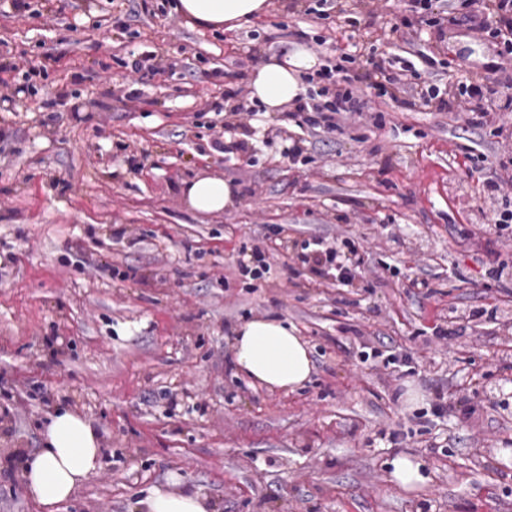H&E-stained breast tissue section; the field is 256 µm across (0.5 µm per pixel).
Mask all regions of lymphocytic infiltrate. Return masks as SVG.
<instances>
[{"label": "lymphocytic infiltrate", "instance_id": "f902f5d3", "mask_svg": "<svg viewBox=\"0 0 512 512\" xmlns=\"http://www.w3.org/2000/svg\"><path fill=\"white\" fill-rule=\"evenodd\" d=\"M410 3L413 11L426 14L429 24L439 32L465 29L488 33L496 45L495 53L458 97H440L438 88L429 83L428 76L436 60L427 52L419 53L417 62L399 67L376 62L372 88L383 94L395 92V104L399 107L432 98L437 100L439 108L445 109L461 100L465 103L468 122L475 127L486 126L490 114L485 104L494 95L496 84L512 83V0H448L447 8L439 11L434 8L436 0H410ZM342 80L345 87L337 91L333 100L320 102L312 93L299 98L295 111L302 114L308 132L336 129L347 114L366 109L368 89L360 87L357 77L350 74H343Z\"/></svg>", "mask_w": 512, "mask_h": 512}]
</instances>
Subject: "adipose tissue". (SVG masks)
Returning a JSON list of instances; mask_svg holds the SVG:
<instances>
[{
  "mask_svg": "<svg viewBox=\"0 0 512 512\" xmlns=\"http://www.w3.org/2000/svg\"><path fill=\"white\" fill-rule=\"evenodd\" d=\"M269 0H178L176 9L199 27L239 26L264 14ZM316 59L304 49L283 59H270L253 75L252 88L268 111L278 112L302 93L299 76L314 69ZM192 209L222 211L232 200V189L218 175H205L187 187ZM234 360L238 370L269 389L292 391L306 382L313 369L309 351L294 326L280 320H253L234 332ZM101 465L99 439L91 422L62 409L52 414L43 430V446L25 465L27 491L40 504L67 500ZM137 512H209L196 492L173 494L156 487L137 503Z\"/></svg>",
  "mask_w": 512,
  "mask_h": 512,
  "instance_id": "ef3b65f1",
  "label": "adipose tissue"
}]
</instances>
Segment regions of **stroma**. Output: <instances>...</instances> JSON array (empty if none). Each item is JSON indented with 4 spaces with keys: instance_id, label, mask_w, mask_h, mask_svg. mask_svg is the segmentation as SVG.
<instances>
[{
    "instance_id": "35a3bbf8",
    "label": "stroma",
    "mask_w": 512,
    "mask_h": 512,
    "mask_svg": "<svg viewBox=\"0 0 512 512\" xmlns=\"http://www.w3.org/2000/svg\"><path fill=\"white\" fill-rule=\"evenodd\" d=\"M27 2L0 16V59L20 65L0 102V512H43L23 464L60 408L103 455L55 512H133L157 486L213 512H512V237L488 222L512 203V112L478 129L384 96L309 135L240 110L251 72L298 47L366 71L372 28L392 57L437 50L457 90L488 34L440 46L407 0H341L357 29L270 0L232 30L190 26L175 0ZM210 173L234 203L195 212L182 186ZM264 239L266 272L241 274ZM317 240L356 251L352 282L316 264ZM252 319L306 341L295 391L233 370ZM399 454L423 462L420 488L392 481Z\"/></svg>"
}]
</instances>
